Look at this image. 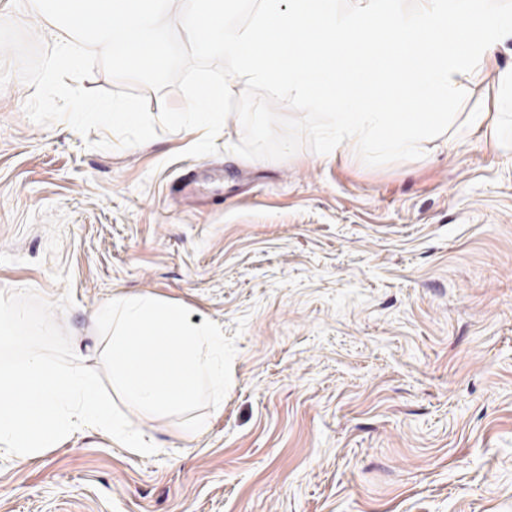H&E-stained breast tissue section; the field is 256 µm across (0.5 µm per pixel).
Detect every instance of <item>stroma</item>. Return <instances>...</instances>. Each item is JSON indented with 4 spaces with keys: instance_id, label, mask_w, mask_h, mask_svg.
<instances>
[{
    "instance_id": "stroma-1",
    "label": "stroma",
    "mask_w": 512,
    "mask_h": 512,
    "mask_svg": "<svg viewBox=\"0 0 512 512\" xmlns=\"http://www.w3.org/2000/svg\"><path fill=\"white\" fill-rule=\"evenodd\" d=\"M511 83L508 36L421 158L369 167L352 140L242 158L234 116L215 154L184 157L186 130L120 148L33 123L11 78L0 290L71 294L56 319L93 368L94 316L127 293L183 303L236 355L217 407L127 408L153 455L91 430L0 451V512H512Z\"/></svg>"
}]
</instances>
